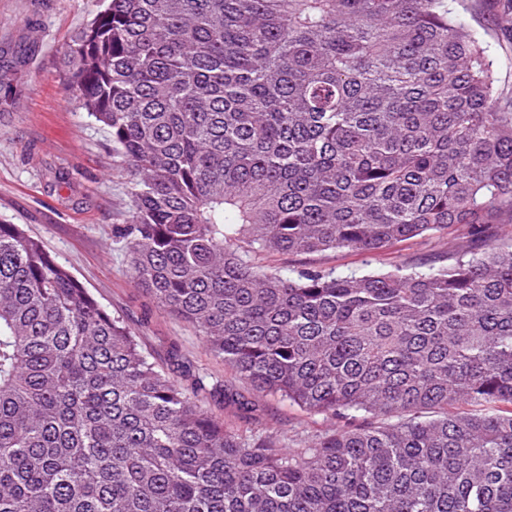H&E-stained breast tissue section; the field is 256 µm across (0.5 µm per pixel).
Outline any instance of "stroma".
I'll use <instances>...</instances> for the list:
<instances>
[{
    "mask_svg": "<svg viewBox=\"0 0 512 512\" xmlns=\"http://www.w3.org/2000/svg\"><path fill=\"white\" fill-rule=\"evenodd\" d=\"M101 0H0V222L18 224L112 315L136 334L161 367L173 359L253 399L197 331L162 309L131 278L119 225L131 215L130 172L112 150L105 126L90 118L63 83L60 56L100 10ZM503 0H458L457 9L493 63L496 85L512 95V24L500 22ZM438 239H413L378 252L352 250L276 254L269 265L288 275L336 269L363 275L425 265L448 252ZM307 412L278 397L261 400L260 428L297 448L327 430L366 424Z\"/></svg>",
    "mask_w": 512,
    "mask_h": 512,
    "instance_id": "stroma-1",
    "label": "stroma"
}]
</instances>
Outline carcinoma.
<instances>
[{
    "instance_id": "1",
    "label": "carcinoma",
    "mask_w": 512,
    "mask_h": 512,
    "mask_svg": "<svg viewBox=\"0 0 512 512\" xmlns=\"http://www.w3.org/2000/svg\"><path fill=\"white\" fill-rule=\"evenodd\" d=\"M66 88L130 168L129 269L260 396L375 424L301 448L198 405L0 224V512H512V100L456 0H106ZM451 263L262 254L458 230Z\"/></svg>"
}]
</instances>
